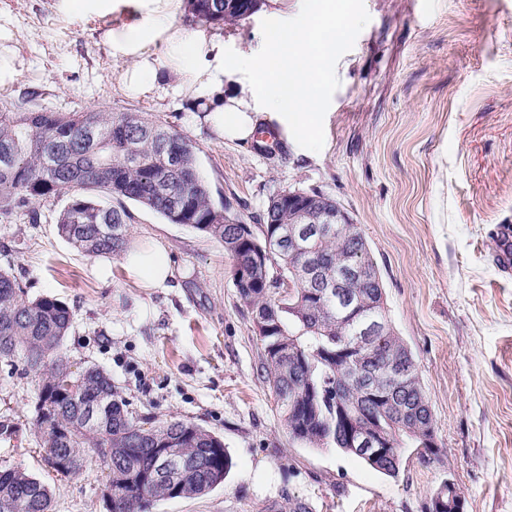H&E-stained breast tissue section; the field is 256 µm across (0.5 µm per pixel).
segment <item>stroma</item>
Masks as SVG:
<instances>
[{"label":"stroma","instance_id":"35a3bbf8","mask_svg":"<svg viewBox=\"0 0 512 512\" xmlns=\"http://www.w3.org/2000/svg\"><path fill=\"white\" fill-rule=\"evenodd\" d=\"M352 16L330 64L319 142L310 151L226 144L198 112L161 89L127 96L103 34L120 15L65 17L55 0H0L26 70L0 104L57 112H145L196 148L215 202L261 231L272 195L315 190L359 224L377 263L393 325L411 349L435 419L437 448L406 450L397 477L333 448L290 438L260 375L251 314L217 239L127 202L129 246L161 242L174 277L134 287L124 256L107 277L68 243L65 198L36 224H0V266L29 298L67 304L63 345L73 369L106 370L133 416L185 420L224 441L233 466L198 498L151 512H269L292 496L309 512H428L453 481L464 512H512V280L492 262L512 225V0H346ZM39 377L0 363V466L48 484L52 512H106V472L89 462L63 477L39 452Z\"/></svg>","mask_w":512,"mask_h":512}]
</instances>
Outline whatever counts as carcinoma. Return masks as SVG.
Listing matches in <instances>:
<instances>
[{"mask_svg": "<svg viewBox=\"0 0 512 512\" xmlns=\"http://www.w3.org/2000/svg\"><path fill=\"white\" fill-rule=\"evenodd\" d=\"M257 7L256 0H189L192 16L214 25L235 24ZM166 143L180 152L174 170L167 169ZM95 191L135 202L169 223L172 199L185 197L182 224L224 244L234 287L261 342L263 379L293 440L353 454L389 477L398 476L404 449L433 452L432 411L415 358L393 327L367 240L356 224L313 223L322 194L304 198L311 223L295 225L300 245L280 239L293 209L279 193L268 200L258 238L247 224L224 223L225 206L213 200L195 146L164 123L142 112L0 107V224L19 214L36 224L41 201L66 196L60 234L88 254L119 256L127 250L130 215L101 203ZM274 264L291 283L284 296L270 284ZM247 265L253 273L244 281L239 273ZM71 322L65 303L26 298L21 282L0 269V362L20 356L41 376L35 420L45 425L44 458L63 451L79 469L89 460L112 469L113 512H151L154 503L172 498L168 478L137 484L129 473L151 466L154 448L174 440L191 463L180 477L183 497L223 483L232 459L220 436L180 420L141 426L102 368L71 376L73 389L57 391L56 380L69 369L62 345ZM96 404L105 408L104 426L97 428L83 417V408ZM358 430L374 434L394 462L354 451L347 432ZM102 448L112 449V458ZM5 498L11 508L0 512H51L48 485L19 468L0 467V501Z\"/></svg>", "mask_w": 512, "mask_h": 512, "instance_id": "carcinoma-1", "label": "carcinoma"}]
</instances>
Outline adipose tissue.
I'll return each instance as SVG.
<instances>
[{
    "instance_id": "obj_1",
    "label": "adipose tissue",
    "mask_w": 512,
    "mask_h": 512,
    "mask_svg": "<svg viewBox=\"0 0 512 512\" xmlns=\"http://www.w3.org/2000/svg\"><path fill=\"white\" fill-rule=\"evenodd\" d=\"M56 8L64 15L127 14V21L105 33L113 58L123 63L115 77L127 95L153 97L164 75L173 94L190 102L224 141L248 140L266 121L301 149L317 146L329 62L349 22L342 0L310 8L299 27L288 24V0H266L268 22L258 42L230 54L217 28L189 31L178 24L184 0H56ZM125 265L138 288L162 287L174 275L168 251L158 243L127 254Z\"/></svg>"
}]
</instances>
